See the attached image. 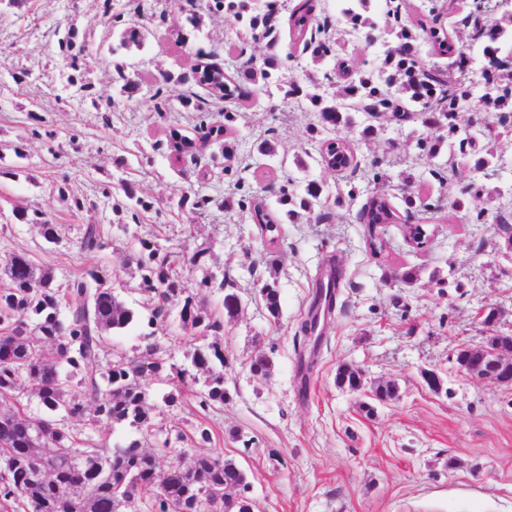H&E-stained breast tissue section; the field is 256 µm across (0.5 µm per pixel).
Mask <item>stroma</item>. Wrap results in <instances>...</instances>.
Returning a JSON list of instances; mask_svg holds the SVG:
<instances>
[{
    "label": "stroma",
    "instance_id": "35a3bbf8",
    "mask_svg": "<svg viewBox=\"0 0 512 512\" xmlns=\"http://www.w3.org/2000/svg\"><path fill=\"white\" fill-rule=\"evenodd\" d=\"M269 11L280 32L276 47L265 39L242 38L238 22L194 0L201 17L191 27L173 0H20L0 9V265L29 255L65 285L83 269L106 270L115 293L141 320L111 337L112 359L139 357L154 345L158 357L186 367L184 351L196 345L181 334L179 314L148 325L153 301L140 290V272L128 255L138 240L179 252L207 249L206 262L182 271L185 293H196L203 278L225 279L241 310L225 321L217 341L224 349V404L201 408L202 383L191 384L177 405L163 409L156 429L140 433L102 425L110 442L157 448L163 440L190 433L197 424L212 431V445L248 477L254 512H512V390L461 374L455 352L483 343L477 313L496 309L501 331L512 330V252L495 214H512V195L491 205L484 223L461 217L448 199L482 182L460 152L430 161L417 139L429 136L421 115L398 122L388 114L357 113L359 126H374L355 137L360 169L332 171L319 161L327 140L343 130L312 134L317 115L304 99H284L276 87L254 90L243 100L209 99V119L224 120L234 109L224 144L204 147L199 163L175 162L167 142L171 129L194 137L197 112L185 97L207 96L195 83H180L199 64V51L223 55L245 43L256 62L277 60L276 74L307 86L320 80L327 99L342 96L341 80H327L340 60L351 71L377 67L385 47L381 31H356L337 22L327 33L335 56L314 63L289 34L295 0H249ZM138 22L149 34L143 47L121 48L114 33ZM76 30L86 48L83 75H73L59 43ZM24 71L23 84L12 74ZM136 83L121 91L122 76ZM166 98V111L154 108ZM271 140L275 153L259 154ZM125 167H116L118 158ZM307 161L298 170L296 158ZM385 181L373 180L376 168ZM321 184L326 219L302 217L281 226L277 247L265 243L250 218L255 201L279 212L283 190ZM377 189L400 209L387 225L386 252L372 256L364 241L359 211L366 193ZM210 197L203 215L181 211L182 194ZM413 195L433 204L425 250L405 240L417 213L404 207ZM84 206L74 211L69 198ZM149 209H141V201ZM29 217L17 219L16 208ZM57 226V239L42 236L32 214ZM97 224L104 248L82 253L84 225ZM335 268L336 304L319 341L298 333L315 293V283ZM408 267L420 271L416 285L395 280ZM275 278L281 297L279 318L269 316L260 283ZM274 364L269 379L249 370L252 359ZM348 364L364 372L366 387L394 381L396 399L363 411L364 394L336 384V369ZM442 379L428 388L426 371Z\"/></svg>",
    "mask_w": 512,
    "mask_h": 512
}]
</instances>
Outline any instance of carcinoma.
Instances as JSON below:
<instances>
[{
  "label": "carcinoma",
  "instance_id": "1",
  "mask_svg": "<svg viewBox=\"0 0 512 512\" xmlns=\"http://www.w3.org/2000/svg\"><path fill=\"white\" fill-rule=\"evenodd\" d=\"M317 0H298L289 15L290 30L300 40L307 33L321 31L316 15ZM371 0H339V14L352 29L375 30L378 22L369 16ZM402 4L385 0L383 14L390 26L386 29L393 46L384 51L379 67L355 73L344 92L349 106L342 102H327L317 93L304 91L291 84L284 97L303 94L312 111L318 113L314 131L333 126L350 128L352 112H390L398 119L407 112H419L424 123L448 128V133L434 140L420 139V146L430 157L439 156L448 148V139L461 136L459 148L475 151L479 142L494 136L492 130H469L456 124L458 112L470 99L469 91L460 83L445 80L429 70L422 75L433 88V95L421 98L404 83L396 64L407 57L405 48L420 34H425L433 46L463 60L471 51L481 58L500 61L495 80L486 82L480 103L503 117L512 115V28L499 23L474 27L470 42L444 45L447 34L427 25L424 18L414 23L401 21ZM210 9L233 14L244 22L246 31L260 34L274 46L279 40L272 13H246L243 0H212ZM146 40V29L131 26L124 31L120 43L127 47L140 46ZM274 59L264 67L248 59L239 63L232 74H224L218 64L204 67L194 77L196 83L218 90L220 98L248 95L249 86L259 82H274ZM225 126L206 127L199 140L178 130L170 133L168 149L176 158L195 157L199 146L223 141ZM501 194L500 187L482 188L474 199H455L451 207L465 216L476 212L481 219L486 204ZM309 213L324 207L319 185L309 182L305 196L283 192L281 204L290 206L286 212L293 218L292 205ZM365 242L374 256L385 252L386 243L380 228L398 220L395 208L384 194L375 191L363 207ZM251 220L260 237L270 245L280 238L282 220L260 203L253 206ZM105 246L103 234L96 224H88L79 241V249L95 253ZM141 271L140 288L154 295L156 304L147 325L165 320L169 307L178 305L179 328L189 336H218L224 332V318L238 313L237 294L224 295L222 312L207 308L206 292L224 289V282L210 278L201 281L202 291L183 295L179 274L172 255L154 242L138 240V247L129 254ZM4 275L7 287L0 288V403H9L22 375L34 382L41 412L28 415L19 409L0 413V512H127L138 490L156 486L157 492L149 512H250L243 500L226 499L224 489H247L245 472L219 452L196 456L189 468L183 467L169 448L147 450L132 441L125 446L108 445L103 439L88 434L81 439L65 421H82L84 428L93 430L100 424L127 425L138 432L154 430L155 414L164 406L176 403L169 393L157 401L150 398L140 380L146 372L161 374L166 362L161 359L121 358L100 366L108 337L120 334L139 321L136 312L128 307L106 286L107 274L100 267L84 270L65 288L54 285L52 272L38 266L29 256L11 257ZM269 315H280V292L275 283L264 281L259 288ZM190 367L175 370L182 383L199 381L205 375V390L201 403H224L228 393L224 388V349L217 342L192 347L184 354ZM273 364L266 356L250 363L256 378L271 376ZM337 385L358 392L363 387V372L343 364L336 373Z\"/></svg>",
  "mask_w": 512,
  "mask_h": 512
}]
</instances>
